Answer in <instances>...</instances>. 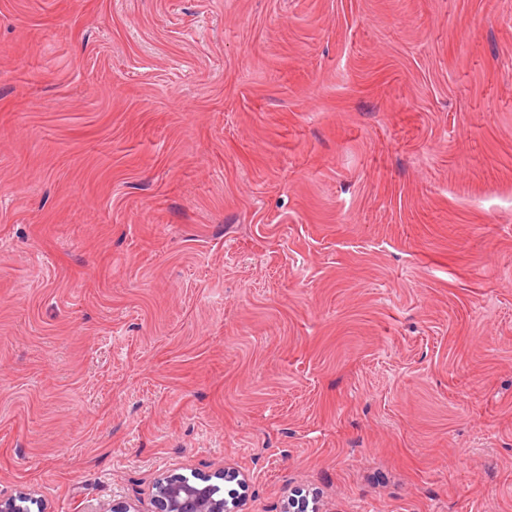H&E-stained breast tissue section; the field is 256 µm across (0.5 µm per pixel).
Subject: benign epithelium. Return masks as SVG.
I'll return each instance as SVG.
<instances>
[{
  "label": "benign epithelium",
  "instance_id": "1",
  "mask_svg": "<svg viewBox=\"0 0 512 512\" xmlns=\"http://www.w3.org/2000/svg\"><path fill=\"white\" fill-rule=\"evenodd\" d=\"M215 488L209 478L196 482L183 475L163 474L152 488L155 512H239V500L219 498L213 493ZM29 499L24 492L0 496V512H25L22 503Z\"/></svg>",
  "mask_w": 512,
  "mask_h": 512
}]
</instances>
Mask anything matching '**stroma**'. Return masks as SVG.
<instances>
[{"instance_id":"stroma-1","label":"stroma","mask_w":512,"mask_h":512,"mask_svg":"<svg viewBox=\"0 0 512 512\" xmlns=\"http://www.w3.org/2000/svg\"><path fill=\"white\" fill-rule=\"evenodd\" d=\"M512 512V0H0V492ZM190 481L183 475L159 476L152 488L155 512H238L239 500L218 498L213 490L218 486L209 478Z\"/></svg>"}]
</instances>
